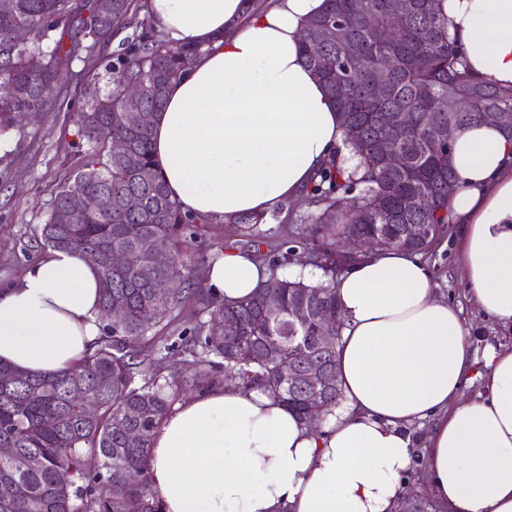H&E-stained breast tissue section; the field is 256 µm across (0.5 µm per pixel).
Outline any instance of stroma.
I'll return each mask as SVG.
<instances>
[{"mask_svg":"<svg viewBox=\"0 0 512 512\" xmlns=\"http://www.w3.org/2000/svg\"><path fill=\"white\" fill-rule=\"evenodd\" d=\"M82 68V63L72 64L70 79L59 90L60 111L22 116L0 148V287L19 280L26 266L44 254L41 226L51 193L79 162L77 109L93 89ZM312 209L309 198L290 201L254 226V233L265 241L263 254L278 257L288 241L307 240L305 218ZM247 243L239 225L207 223L202 237L188 243L196 285L204 286L209 261L227 248L246 249ZM422 259L432 271L437 297L460 309L476 352L512 345V329L484 314L470 296L452 235H444Z\"/></svg>","mask_w":512,"mask_h":512,"instance_id":"35a3bbf8","label":"stroma"}]
</instances>
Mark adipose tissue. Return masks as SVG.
<instances>
[{"instance_id":"obj_1","label":"adipose tissue","mask_w":512,"mask_h":512,"mask_svg":"<svg viewBox=\"0 0 512 512\" xmlns=\"http://www.w3.org/2000/svg\"><path fill=\"white\" fill-rule=\"evenodd\" d=\"M325 0H147L166 39L202 52L166 90L155 166L186 215L224 223L301 198L344 132L300 39ZM471 70L512 85V0H443ZM448 208L477 305L512 328V139L492 124L452 135ZM268 277L228 249L206 269L214 295L252 296ZM344 318L343 405L309 426L267 393L217 386L178 403L150 441L159 512H396L427 420L426 490L439 512H512V346L487 347L486 392L458 310L410 251L358 254L336 280ZM85 257L48 251L0 289V361L31 373L74 366L102 331Z\"/></svg>"}]
</instances>
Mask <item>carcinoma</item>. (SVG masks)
Returning <instances> with one entry per match:
<instances>
[{
  "label": "carcinoma",
  "mask_w": 512,
  "mask_h": 512,
  "mask_svg": "<svg viewBox=\"0 0 512 512\" xmlns=\"http://www.w3.org/2000/svg\"><path fill=\"white\" fill-rule=\"evenodd\" d=\"M440 2L424 0L396 34L388 24V0H326L325 11L308 22L301 55L335 105L345 133L343 147L307 191L315 211L306 222L325 245L319 264L328 281L308 285L273 274L250 298L216 305L225 331L215 335L198 324L183 330L177 341L167 331L194 294L181 287L189 264L178 257L157 267L145 244L161 238L176 251L182 237H197L207 219L182 214L169 198L153 164L152 127L112 128V136L128 143L118 158L101 137L107 116L122 106L130 85L152 84L143 106L157 113L168 85L185 69L184 57L199 55V46L170 44L141 0H112V12L99 17L91 14L90 0H14L11 13H0V134L27 113L57 109V89L83 49L82 41L93 48L122 25L135 27L123 51L106 65L104 93L80 109L76 135L86 148L79 149L77 167L53 192L41 228L43 245L50 249L83 254L96 248L127 256L120 267L96 266L102 313L109 316L116 308L123 316L71 369L31 374L0 364V447L15 449L13 457H0V512H158L150 480V438L184 384L175 378L160 381L154 371L160 355L179 358L201 391L220 384L247 392L259 389L303 420L333 412L342 400L341 388H332L325 403L311 402L278 376L275 365L245 360V350L272 349L299 368L319 362L336 372V351L319 349L316 339L322 335L319 316L340 310L334 279L349 258L341 244L362 231L375 237L376 254L391 248L407 224H433L437 237L453 223L448 211V182L455 181L451 149L439 145L434 132L481 124L480 115L491 110L512 111V86L471 73L450 40ZM336 20L344 23L341 39L319 42L322 25ZM74 23L81 39H59L43 48L49 32ZM19 26L31 34L23 45L8 38ZM385 53L394 54L399 64L390 86L378 93L371 71ZM35 55L44 61L37 71L29 66ZM371 112H387L405 124L404 137L391 142L404 157L405 169L390 172L381 165L376 144L384 131L370 123ZM354 122L364 127L356 140L349 134ZM75 191L102 200L78 227L64 220ZM129 195L141 199L135 212L124 208ZM415 198L421 202L410 205ZM382 209L392 212V223L377 220ZM159 283L174 288L158 296L154 288ZM270 294L280 302V315L273 318L265 313ZM298 308L305 317L296 320ZM145 309L151 312L146 322L141 319ZM81 392L98 397L92 417L80 407ZM49 419L54 426L46 425ZM27 458L39 465L27 466ZM90 459L98 466L91 467Z\"/></svg>",
  "instance_id": "1"
}]
</instances>
